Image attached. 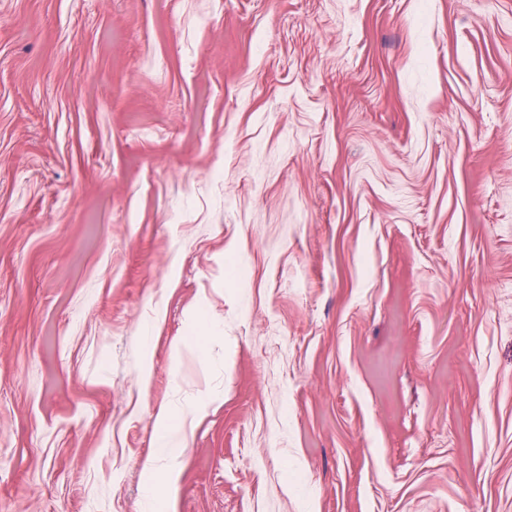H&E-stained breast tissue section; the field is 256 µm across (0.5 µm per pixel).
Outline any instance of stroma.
Masks as SVG:
<instances>
[{"label":"stroma","mask_w":512,"mask_h":512,"mask_svg":"<svg viewBox=\"0 0 512 512\" xmlns=\"http://www.w3.org/2000/svg\"><path fill=\"white\" fill-rule=\"evenodd\" d=\"M512 512V0H0V512ZM201 410L200 405L174 413L161 407L157 414L159 429L156 432L154 459L161 462L163 467L158 470L164 474L162 491L164 497L168 488L176 481V460L181 456L187 445V425H192Z\"/></svg>","instance_id":"1"}]
</instances>
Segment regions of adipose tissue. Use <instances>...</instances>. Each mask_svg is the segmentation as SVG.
Here are the masks:
<instances>
[{
	"label": "adipose tissue",
	"instance_id": "ef3b65f1",
	"mask_svg": "<svg viewBox=\"0 0 512 512\" xmlns=\"http://www.w3.org/2000/svg\"><path fill=\"white\" fill-rule=\"evenodd\" d=\"M199 407L175 413L167 408H160L157 414L159 428L155 435V458L162 464L164 474L161 488L150 489V496H159L161 489L170 488L176 481V461L187 445V425L193 423L199 415Z\"/></svg>",
	"mask_w": 512,
	"mask_h": 512
}]
</instances>
